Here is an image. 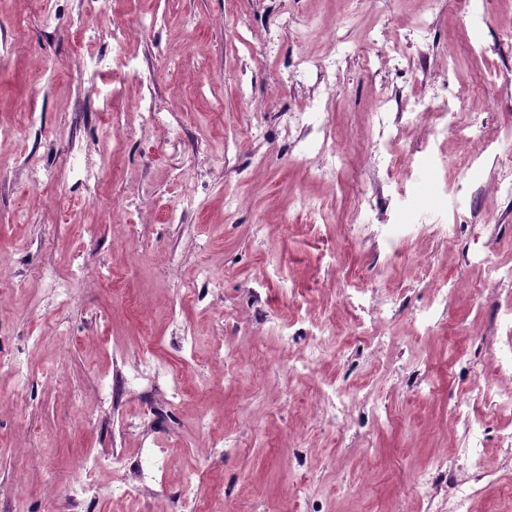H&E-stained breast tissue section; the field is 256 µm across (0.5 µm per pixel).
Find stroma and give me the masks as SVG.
Returning <instances> with one entry per match:
<instances>
[{"mask_svg": "<svg viewBox=\"0 0 512 512\" xmlns=\"http://www.w3.org/2000/svg\"><path fill=\"white\" fill-rule=\"evenodd\" d=\"M85 8L0 0V255L9 261L0 276V512H423L417 475L462 444L452 406L494 376L495 308L508 289L470 257L512 264V199L486 189L494 158L464 169L475 145L455 136L421 156L408 198L393 196L386 161L365 148L381 94L431 95L451 64L466 79L503 74L467 94L458 123L485 138L512 124V0H486L477 36L458 0H109L94 19L100 38L83 43L75 20ZM47 9L51 28L41 22ZM284 15L291 30L278 26ZM418 16L430 25L423 42L411 32ZM116 29L134 70L106 112L112 74L90 60L111 58ZM379 30L407 54L408 71L384 56L365 64ZM327 56L343 67L318 119L350 164L323 174L283 128L316 76H284L298 59ZM144 94L166 123L134 109ZM87 165L103 174L93 201L81 185ZM44 170L49 181H34ZM461 175L473 204L454 217V238L409 236L393 260L353 211L373 181L392 203L388 217L401 209L412 225L423 213L443 216L451 202L442 183ZM228 193L238 200L230 214ZM301 194L323 204L316 223L297 209ZM44 268L69 281L66 304L39 279ZM205 269L222 279L220 293ZM442 280L453 288L444 324L415 334L412 315ZM350 285L366 306L394 297L363 333L342 300ZM326 321L339 333L322 337L318 362L302 369ZM187 332L196 338L189 353ZM146 352L180 373L179 407L158 394L110 399L113 374ZM13 357L27 374L18 397ZM330 383L357 389L356 414L381 407L389 421L331 426L316 407ZM506 432L512 414L488 409L485 476L468 512H512L496 482L512 472ZM146 437L166 451L157 494L70 497L86 460L102 459L90 475L109 486L113 451L135 457Z\"/></svg>", "mask_w": 512, "mask_h": 512, "instance_id": "35a3bbf8", "label": "stroma"}]
</instances>
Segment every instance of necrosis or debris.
<instances>
[{
    "instance_id": "necrosis-or-debris-1",
    "label": "necrosis or debris",
    "mask_w": 512,
    "mask_h": 512,
    "mask_svg": "<svg viewBox=\"0 0 512 512\" xmlns=\"http://www.w3.org/2000/svg\"><path fill=\"white\" fill-rule=\"evenodd\" d=\"M449 85V79H442L431 98L409 99L394 111L386 104H378L375 115L379 137L371 144L370 153L389 156L396 153L404 129L422 122L428 114L433 120L428 127L427 142L444 140L456 110L455 102L448 97ZM324 108L322 98L312 96L304 109L290 113L288 128L296 133L302 159L313 156L319 167L332 168L344 163L345 154L337 148L330 126L315 121ZM484 152L495 154L502 162L493 184L494 191L512 196V127L500 129L492 141L482 145L480 153L471 154L467 166H474ZM496 317L504 332L495 358L497 377L487 384L482 396L462 399L454 409L456 419L463 423L467 434L465 446L454 459H439L435 471L423 472L417 478L418 484L423 486L435 482L440 485L427 503L428 512H467V505L477 494L478 483L483 478L485 421L482 407L490 403L496 410L512 412V303L498 307ZM121 378L130 390L163 388L167 405L177 406L183 401L179 376L154 363L150 354H143Z\"/></svg>"
}]
</instances>
